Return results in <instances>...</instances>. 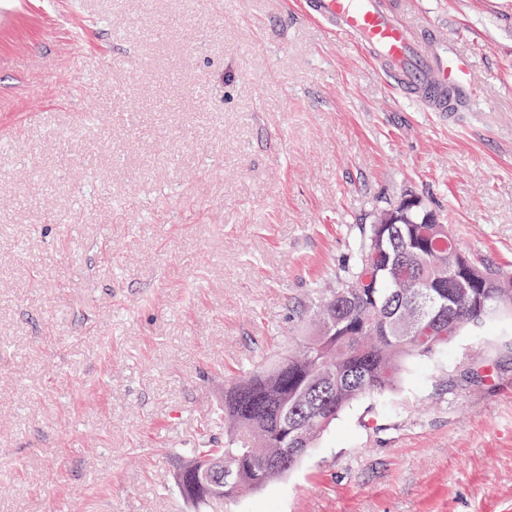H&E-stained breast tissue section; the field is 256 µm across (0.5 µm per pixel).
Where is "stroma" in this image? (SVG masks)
Returning a JSON list of instances; mask_svg holds the SVG:
<instances>
[{
	"label": "stroma",
	"instance_id": "obj_1",
	"mask_svg": "<svg viewBox=\"0 0 512 512\" xmlns=\"http://www.w3.org/2000/svg\"><path fill=\"white\" fill-rule=\"evenodd\" d=\"M475 94L402 98L300 0H0V512H191L224 384L415 198L512 270V0H410ZM39 88L46 107L18 104ZM232 512H512V325L353 403Z\"/></svg>",
	"mask_w": 512,
	"mask_h": 512
}]
</instances>
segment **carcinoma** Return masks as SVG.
I'll use <instances>...</instances> for the list:
<instances>
[{"mask_svg":"<svg viewBox=\"0 0 512 512\" xmlns=\"http://www.w3.org/2000/svg\"><path fill=\"white\" fill-rule=\"evenodd\" d=\"M434 219L412 206L362 227L336 287L314 289L300 309L309 336L224 388V447L189 449L176 473L199 512L210 510L211 471H228V506L291 470L354 402L396 389L411 364L468 327L512 320V273L469 263Z\"/></svg>","mask_w":512,"mask_h":512,"instance_id":"obj_1","label":"carcinoma"}]
</instances>
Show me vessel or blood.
Listing matches in <instances>:
<instances>
[{
  "mask_svg": "<svg viewBox=\"0 0 512 512\" xmlns=\"http://www.w3.org/2000/svg\"><path fill=\"white\" fill-rule=\"evenodd\" d=\"M307 16L354 41L407 100L426 112H456L470 99L464 62L423 50L408 24L384 11L379 0H304Z\"/></svg>",
  "mask_w": 512,
  "mask_h": 512,
  "instance_id": "b4317fda",
  "label": "vessel or blood"
}]
</instances>
